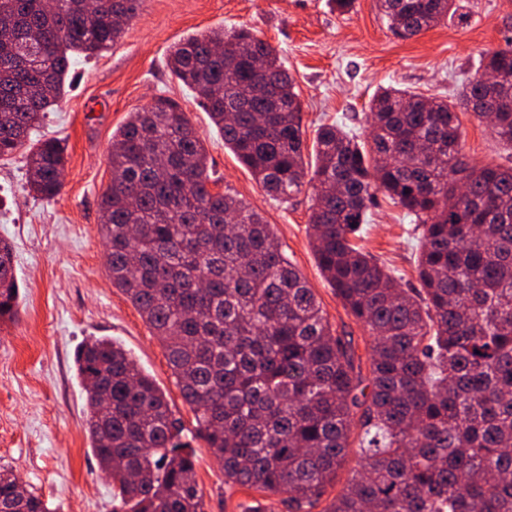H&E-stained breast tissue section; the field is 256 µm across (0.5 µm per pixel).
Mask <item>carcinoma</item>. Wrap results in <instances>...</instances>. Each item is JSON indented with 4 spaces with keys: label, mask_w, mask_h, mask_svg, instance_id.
Instances as JSON below:
<instances>
[{
    "label": "carcinoma",
    "mask_w": 512,
    "mask_h": 512,
    "mask_svg": "<svg viewBox=\"0 0 512 512\" xmlns=\"http://www.w3.org/2000/svg\"><path fill=\"white\" fill-rule=\"evenodd\" d=\"M141 0H0V157L26 151L30 191L63 188L65 145L30 135L67 94L72 58L115 44ZM410 39L459 16V0H378ZM167 68L200 99L224 146L269 195L312 189L314 253L369 333L368 383L262 215L214 190L185 110L157 97L113 135L101 232L112 287L161 341L195 436L224 483L284 495L287 512H512V42L481 53L453 100L386 87L366 116L370 147L337 124L304 160L301 103L269 42L211 30L170 47ZM494 72L491 90L481 73ZM492 112L506 164L463 153L456 109ZM421 228L420 287L354 239L377 192ZM0 239V322L18 315ZM87 430L117 512H205L195 455L165 394L108 336L75 353ZM358 429L360 470L324 500ZM0 512H49L0 466Z\"/></svg>",
    "instance_id": "cac0c4a2"
}]
</instances>
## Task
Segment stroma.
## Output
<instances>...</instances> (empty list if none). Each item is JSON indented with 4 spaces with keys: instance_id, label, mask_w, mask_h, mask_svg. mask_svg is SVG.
I'll use <instances>...</instances> for the list:
<instances>
[{
    "instance_id": "35a3bbf8",
    "label": "stroma",
    "mask_w": 512,
    "mask_h": 512,
    "mask_svg": "<svg viewBox=\"0 0 512 512\" xmlns=\"http://www.w3.org/2000/svg\"><path fill=\"white\" fill-rule=\"evenodd\" d=\"M466 21L450 19L395 38L377 0H143L122 39L99 57L77 60L73 87L49 112L42 135L67 142L63 189L46 200L27 191L23 154L0 158V238L13 247L20 285L15 321L0 323V465L10 466L52 512H113L112 482L99 470L86 426L85 391L74 354L90 337L119 340L165 392L196 455V482L206 512H244L259 492L224 483L221 464L194 436L165 350L105 264L99 202L111 178L112 134L130 113L158 96L184 108L197 128L221 187L264 217L291 264L304 277L337 334L353 339L359 357L368 336L321 274L308 232L309 193L280 202L225 149L195 95L171 77L169 47L189 34L246 28L276 46L302 102L304 158L314 160L320 124L340 121L365 131L378 88L453 96L480 52L512 40V0H468ZM464 151L479 166L502 163L506 151L489 125L459 111ZM357 243L405 288L418 285L421 248L411 217L378 194Z\"/></svg>"
}]
</instances>
